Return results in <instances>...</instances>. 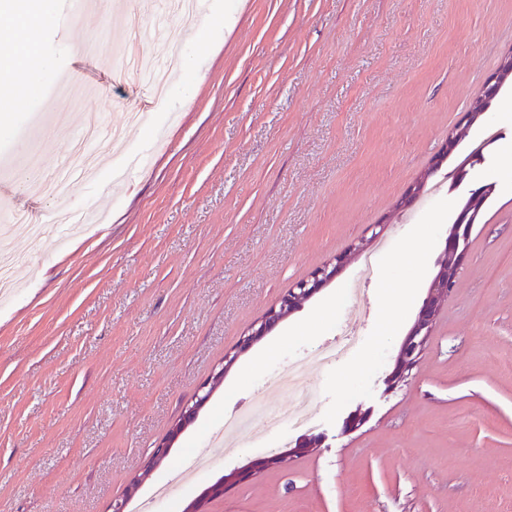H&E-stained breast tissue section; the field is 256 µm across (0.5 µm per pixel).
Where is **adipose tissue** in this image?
<instances>
[{"instance_id": "obj_1", "label": "adipose tissue", "mask_w": 512, "mask_h": 512, "mask_svg": "<svg viewBox=\"0 0 512 512\" xmlns=\"http://www.w3.org/2000/svg\"><path fill=\"white\" fill-rule=\"evenodd\" d=\"M10 13L14 19L5 41L13 46L12 55L0 62L1 71L23 70L29 81H36L47 62L38 51L43 25L53 19V0H0V12Z\"/></svg>"}]
</instances>
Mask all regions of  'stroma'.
<instances>
[{"mask_svg":"<svg viewBox=\"0 0 512 512\" xmlns=\"http://www.w3.org/2000/svg\"><path fill=\"white\" fill-rule=\"evenodd\" d=\"M168 0H57L41 32L48 69L0 119V198L47 224L56 196L21 173L35 157L48 180L72 162L85 111L60 85L91 93L92 112L123 126L124 144L94 182L67 188L100 222L34 244L11 229L12 283L0 293V512H112L175 484L181 512L224 473L282 452L217 456L179 486L224 415L262 399L275 367L331 342L356 316L360 346L310 371L319 448L241 483L207 512H512V85L449 153L464 169L441 194L404 211L432 163L507 53L512 0H245L225 32L212 16L184 30ZM161 29L182 30L180 72L164 100L144 74L111 73L124 53L163 59ZM100 43L92 64L82 44ZM483 159L468 155L487 127ZM149 146L123 187L110 171ZM494 191L474 224L460 276L404 385L384 382L426 295L459 205ZM411 222H404V215ZM385 223L389 247L364 298L345 290L360 262L248 349L245 333L289 288ZM416 254L419 266L395 257ZM236 364L168 458L151 452L224 355ZM369 414L343 430L355 410ZM145 474L135 496L131 477Z\"/></svg>","mask_w":512,"mask_h":512,"instance_id":"1","label":"stroma"}]
</instances>
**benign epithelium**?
Segmentation results:
<instances>
[{"label": "benign epithelium", "mask_w": 512, "mask_h": 512, "mask_svg": "<svg viewBox=\"0 0 512 512\" xmlns=\"http://www.w3.org/2000/svg\"><path fill=\"white\" fill-rule=\"evenodd\" d=\"M509 82H512L511 52L501 58L496 72L488 77L481 91L471 98L470 108L465 115L464 125L458 126L448 133V140L445 142L442 151L435 157L432 166L409 186L399 203V207H409L422 194L428 179L437 171L439 164L447 157L448 151L457 145L464 134L468 132L470 126L485 117L489 102ZM471 229L472 226L465 224H454L450 227L444 252L436 265L426 296L412 325L400 344L393 366L386 377L389 387L394 388L405 382L409 372L424 351L432 328L439 317L442 304L449 297L456 283L465 259ZM348 260L349 256L347 255L338 257L334 264L326 265L317 270L312 279L301 281L296 287L288 289V294L280 300L279 308L272 307L265 313L259 327L243 339L240 349L244 350L251 346L254 342L265 336L278 322L286 319L299 309L305 301L309 300L317 291L330 283ZM210 395L211 392L208 391L198 397L195 403L185 410L183 416L171 426L166 437L153 449L151 456L152 465H158L169 455L178 436L191 423L197 410L209 399ZM320 442L321 438L316 435L301 436L295 441L292 448L286 450L288 458L305 456L318 447ZM284 458L280 454L272 457L258 458L244 468L231 470L224 477L209 486L200 497L188 503L182 509V512H205L204 504L207 501L223 497L228 488L245 482L257 474L283 463Z\"/></svg>", "instance_id": "7a95c632"}]
</instances>
